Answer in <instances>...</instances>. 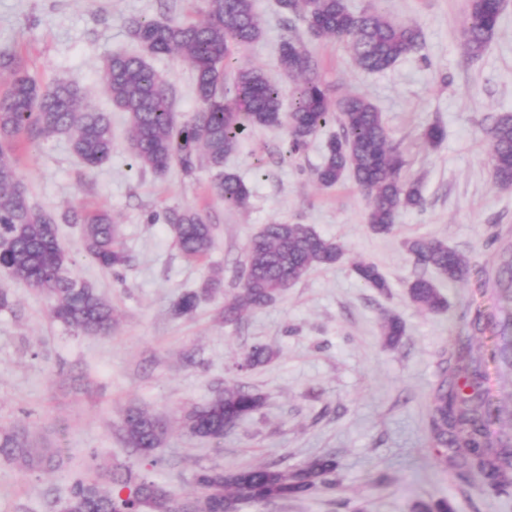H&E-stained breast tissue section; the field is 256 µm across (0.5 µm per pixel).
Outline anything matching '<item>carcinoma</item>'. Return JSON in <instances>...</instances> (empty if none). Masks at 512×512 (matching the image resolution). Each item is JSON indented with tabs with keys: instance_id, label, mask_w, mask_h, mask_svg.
Returning a JSON list of instances; mask_svg holds the SVG:
<instances>
[{
	"instance_id": "cac0c4a2",
	"label": "carcinoma",
	"mask_w": 512,
	"mask_h": 512,
	"mask_svg": "<svg viewBox=\"0 0 512 512\" xmlns=\"http://www.w3.org/2000/svg\"><path fill=\"white\" fill-rule=\"evenodd\" d=\"M283 13L301 18L318 39H342L354 65L366 72L384 71L415 52L422 43L419 27L402 25L376 9L360 13L347 0H278ZM200 22L133 19L130 37L139 43V56L114 52L102 68L105 90L112 105L127 114L132 165L163 174L177 163L183 175L192 176L206 164L215 172L214 194L227 209L247 207L250 190L224 162L256 127L286 126L288 153L297 156L329 124L341 132L329 139L315 178L333 187L347 178L366 193L367 224L378 234L392 231L402 210L419 209L418 183L402 179L405 160L392 142L381 112L366 97L349 94L332 99L317 60L295 38L281 42L278 65L298 80L291 102L284 103L280 86L259 68H240L235 53L260 40L263 22L254 0H203ZM501 5L490 0H468L463 20L465 52L483 53L498 26ZM177 55L195 74L200 108L191 121L177 124L169 84L147 61L149 56ZM0 73L10 82L0 92V269L52 301L53 317L87 335L112 332V305L96 288L70 275L72 258L57 239L55 217L27 201L18 175L12 145L20 136L68 137L73 152L89 168L112 158V127L105 112L84 105L81 88L59 82L42 90L27 74L16 53L0 50ZM491 167L495 184L512 187V114L494 117ZM70 224L82 225L86 257L102 269L119 273L129 256L118 243L116 222L106 211L72 210L64 215ZM182 253L201 259L213 246L210 224L193 210L170 209L163 215ZM406 251L424 271L407 286L410 300L431 311L446 308L442 289L469 279L470 260L439 239H408ZM343 246L321 236L306 224H265L249 241L239 291L224 304V321L235 322L245 311L274 304L281 294L311 270L336 264ZM361 282L380 292L388 288L377 266L357 263ZM220 272L212 271L198 291L182 294L172 312L189 317L200 297L221 286ZM498 288H512V248H505L496 273ZM494 317L477 304L465 315L472 334H484ZM387 345H398L405 334L399 318L387 315L381 325ZM271 359L265 346L252 347L238 362L239 370L254 369ZM486 380L483 358L461 344L453 375L441 370L429 411L431 460L448 468V449L460 453L466 466L482 475L480 491L489 498L512 499V433L493 428L501 409ZM261 394L237 383L227 385L210 402L184 411L182 428L191 436L221 444L224 428L236 425L259 410ZM124 439L142 460L144 469L116 468L107 485L91 476V468L71 474L63 512H177L175 492L154 481L149 471L159 464L154 450L163 443L166 425L139 406L127 408ZM0 459L23 468L61 469L56 454L33 447L28 431L19 426L0 428ZM338 464L330 456L310 460L295 469L270 465H243L233 470L201 467L193 476L192 494L202 512H242L246 505L266 506L309 496L338 483Z\"/></svg>"
}]
</instances>
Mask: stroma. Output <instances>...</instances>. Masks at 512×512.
<instances>
[{
  "instance_id": "1",
  "label": "stroma",
  "mask_w": 512,
  "mask_h": 512,
  "mask_svg": "<svg viewBox=\"0 0 512 512\" xmlns=\"http://www.w3.org/2000/svg\"><path fill=\"white\" fill-rule=\"evenodd\" d=\"M265 32L241 50L238 63L263 69L284 92L293 79L277 66L278 47L300 38L317 59L331 94H362L383 115L405 158L403 175L418 181L424 204L403 212L392 231L377 234L366 222L367 200L352 180L323 188L314 172L322 145L338 125L323 128L298 157L286 158V128L254 129L227 165L251 190L243 210L226 209L212 190L213 174L199 167L184 176L178 166L162 175L132 166L127 115L113 107L101 67L112 52L137 51L131 19L184 20L198 16L201 0H0V49L11 48L29 75L49 87L79 84L85 102L112 120V158L90 169L66 137L22 138L15 155L27 199L58 216V239L73 256V275L94 285L112 304L111 335L87 336L54 320L50 300L0 271V290L13 307L0 310V427H27L38 447L58 451L68 468L94 464L139 469L120 431L123 414L138 404L168 427L154 478L188 494L202 466L244 463L295 467L335 456L341 476L332 490L244 512H416L418 502L447 500L451 512H512V500H484L474 472L432 467L427 435L432 389L454 362L455 338L471 303L502 318L493 286L478 277L445 288L447 307L429 312L413 304L407 284L420 269L403 243L440 239L475 268L495 272L492 236L512 246V189L491 176L489 128L512 113V0H506L486 51L469 57L462 46L466 0H350L354 10L376 8L395 22L418 26L423 45L379 73L355 67L346 49L312 38L288 21L278 0H254ZM170 85L178 122L199 108L191 65L176 56L149 60ZM441 123L436 146L422 133ZM192 208L213 228V247L201 260L186 258L159 217L169 208ZM109 211L119 242L131 258L120 274L102 270L82 252V227L61 220L72 209ZM307 224L340 242L344 255L312 270L273 305L226 323L218 318L240 286L249 239L263 225ZM375 264L385 292L356 276L357 261ZM224 284L203 297L196 312L175 318L172 302L198 289L212 270ZM400 318L405 334L387 346L381 319ZM486 360L487 385L502 409L499 426L512 432V366L495 358V336H475ZM273 358L249 371L235 363L252 346ZM242 383L265 404L227 432L222 445L181 427V412L210 400L224 385ZM67 479L28 471L0 459V512H59Z\"/></svg>"
}]
</instances>
